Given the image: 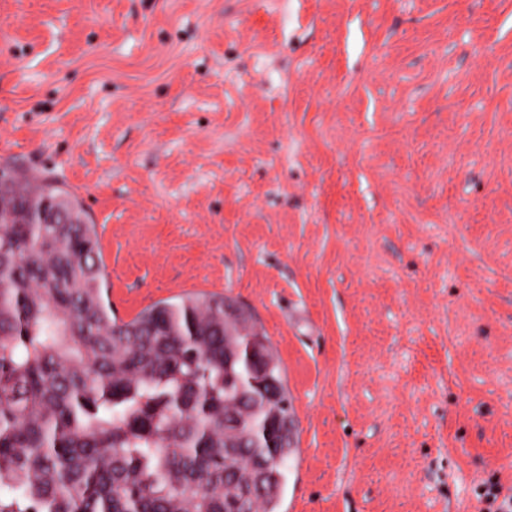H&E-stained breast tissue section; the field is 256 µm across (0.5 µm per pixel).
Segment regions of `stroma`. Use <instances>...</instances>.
<instances>
[{
    "instance_id": "35a3bbf8",
    "label": "stroma",
    "mask_w": 512,
    "mask_h": 512,
    "mask_svg": "<svg viewBox=\"0 0 512 512\" xmlns=\"http://www.w3.org/2000/svg\"><path fill=\"white\" fill-rule=\"evenodd\" d=\"M100 238L112 313L251 308L280 512L512 496V0H0V165Z\"/></svg>"
}]
</instances>
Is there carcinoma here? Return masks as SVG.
<instances>
[{
  "label": "carcinoma",
  "instance_id": "cac0c4a2",
  "mask_svg": "<svg viewBox=\"0 0 512 512\" xmlns=\"http://www.w3.org/2000/svg\"><path fill=\"white\" fill-rule=\"evenodd\" d=\"M0 205V512H279L293 420L258 323L206 295L119 323L76 196L4 166Z\"/></svg>",
  "mask_w": 512,
  "mask_h": 512
}]
</instances>
